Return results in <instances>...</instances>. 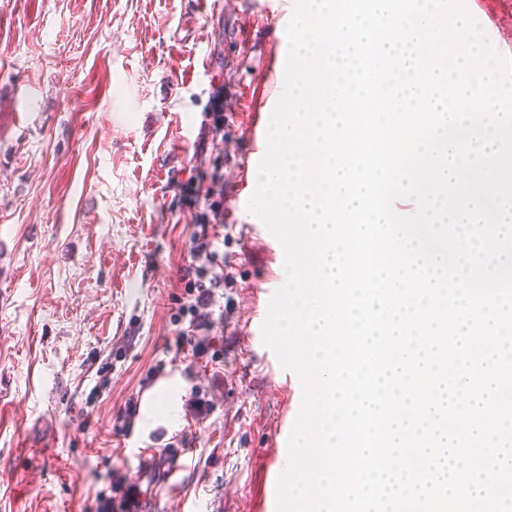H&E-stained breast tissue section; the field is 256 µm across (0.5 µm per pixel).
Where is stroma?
<instances>
[{"label": "stroma", "instance_id": "stroma-1", "mask_svg": "<svg viewBox=\"0 0 512 512\" xmlns=\"http://www.w3.org/2000/svg\"><path fill=\"white\" fill-rule=\"evenodd\" d=\"M465 5L512 57V0ZM277 8L0 0V512H96L107 487L154 512H268L302 403L261 330L284 251L245 219L282 93ZM195 224L224 228V327L179 341ZM186 444L165 486L143 451Z\"/></svg>", "mask_w": 512, "mask_h": 512}]
</instances>
